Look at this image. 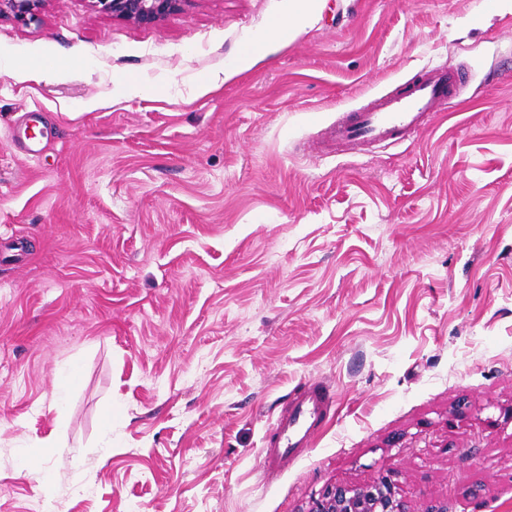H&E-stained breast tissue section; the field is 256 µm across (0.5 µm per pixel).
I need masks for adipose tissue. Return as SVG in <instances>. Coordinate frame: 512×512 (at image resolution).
<instances>
[{"instance_id":"obj_1","label":"adipose tissue","mask_w":512,"mask_h":512,"mask_svg":"<svg viewBox=\"0 0 512 512\" xmlns=\"http://www.w3.org/2000/svg\"><path fill=\"white\" fill-rule=\"evenodd\" d=\"M294 5L286 17L256 39V46L251 51L239 56L223 72L212 75L203 85V92L220 88L224 83L234 79L241 72L261 63L271 46L284 40H291L312 26L324 7V0H293Z\"/></svg>"}]
</instances>
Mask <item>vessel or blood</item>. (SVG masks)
<instances>
[{"instance_id":"b4317fda","label":"vessel or blood","mask_w":512,"mask_h":512,"mask_svg":"<svg viewBox=\"0 0 512 512\" xmlns=\"http://www.w3.org/2000/svg\"><path fill=\"white\" fill-rule=\"evenodd\" d=\"M456 84L454 75L443 69L422 73L404 87L376 98L370 108L349 113L317 148L365 147L406 139L424 129L433 114L447 110ZM329 396L325 387L311 386L275 418L274 434L265 450L268 469H280L307 446L313 427L329 405Z\"/></svg>"}]
</instances>
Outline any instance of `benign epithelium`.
Masks as SVG:
<instances>
[{
	"mask_svg": "<svg viewBox=\"0 0 512 512\" xmlns=\"http://www.w3.org/2000/svg\"><path fill=\"white\" fill-rule=\"evenodd\" d=\"M47 0H0V16L31 22ZM91 9L137 25H156L182 12L193 0H87ZM309 512H417L399 497L389 475H380L365 485H333L314 499Z\"/></svg>",
	"mask_w": 512,
	"mask_h": 512,
	"instance_id": "1",
	"label": "benign epithelium"
}]
</instances>
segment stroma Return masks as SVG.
<instances>
[{
  "label": "stroma",
  "instance_id": "1",
  "mask_svg": "<svg viewBox=\"0 0 512 512\" xmlns=\"http://www.w3.org/2000/svg\"><path fill=\"white\" fill-rule=\"evenodd\" d=\"M287 9L0 17V512H308L382 474L512 512V0H327L199 94ZM431 68L460 93L428 129L312 149ZM315 382L326 415L269 473ZM292 1L294 7L288 11V16L278 20L272 29L260 34L256 39L255 48L239 56L232 64L224 68V72L212 75L201 87L204 93L220 88L241 72L257 66L265 59L271 46L286 39L292 40L312 26L324 8L323 2L327 0ZM329 396L325 387L313 385L275 418L273 438L265 449L264 462L269 470L280 469L307 446L313 427L329 405Z\"/></svg>",
  "mask_w": 512,
  "mask_h": 512
}]
</instances>
